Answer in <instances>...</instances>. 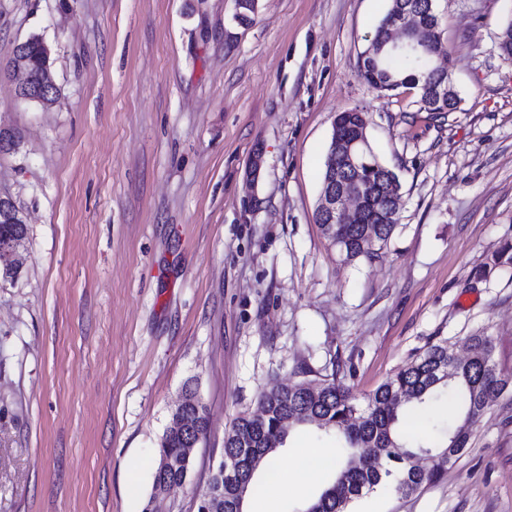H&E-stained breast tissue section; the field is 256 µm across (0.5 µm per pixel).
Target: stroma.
<instances>
[{
  "instance_id": "obj_1",
  "label": "stroma",
  "mask_w": 512,
  "mask_h": 512,
  "mask_svg": "<svg viewBox=\"0 0 512 512\" xmlns=\"http://www.w3.org/2000/svg\"><path fill=\"white\" fill-rule=\"evenodd\" d=\"M389 0H0V62L51 48L58 99L0 74V194L28 236L0 278V512H143L186 391L209 431L159 512H197L224 436L276 383L338 376L358 400L428 343L480 331L512 376V0H434L451 112L380 93L359 57ZM363 110L399 222L346 264L315 221L337 113ZM291 433L276 452L299 470ZM349 512H512V387L440 478Z\"/></svg>"
}]
</instances>
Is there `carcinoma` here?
<instances>
[{"mask_svg":"<svg viewBox=\"0 0 512 512\" xmlns=\"http://www.w3.org/2000/svg\"><path fill=\"white\" fill-rule=\"evenodd\" d=\"M433 2L390 0L386 14L375 29L374 38H379L388 23L405 13H432ZM27 57L32 71L38 74L44 70L46 58L40 43L34 42L28 47ZM359 74L380 92L407 86L420 90L426 84L448 82V75L428 53H389L381 57L373 68L359 69ZM363 161L368 164L367 171L377 188L380 206H396L387 188L397 175L379 161L369 145L363 148ZM367 229L374 232V242L372 247L362 252L359 239ZM394 229L393 224L369 227L341 225L336 228V252L346 262L358 258L370 260L388 243ZM26 237V225L0 223V240H13L20 245ZM459 342L471 349L468 361L458 360L456 344L446 339L430 343L422 353L381 383L363 405L335 374L322 380V396L316 403L298 392H262L258 404L267 408L270 415L258 423L250 413L241 414L231 427L234 439L224 440L226 449L239 447V441L243 440L252 450V457L244 469L246 473L252 472L246 483L248 491L256 488L259 473L266 470L270 458L284 445L289 434L301 428L336 434V471L333 483L325 489L333 495L325 499L319 495L309 501L311 505L323 502L322 512H347L355 500L390 486L407 496L439 477L443 472L441 468L426 476L409 471L406 468L408 455L418 454L422 449L438 454L452 443L467 448L472 426L482 417L479 404L489 409L503 395L499 386L502 373L492 358L491 337L474 333L460 338ZM393 388H405L414 394L408 405L417 413L448 396V403L455 407V416L441 430L443 439L436 441L429 436H411L403 431L401 415L404 407L391 409L386 406V399ZM382 441L387 443V447L380 449L386 459L384 469L380 470L370 462L360 469L349 467L353 456L369 457L372 446ZM181 448V438L166 431L160 440L158 455L177 453Z\"/></svg>","mask_w":512,"mask_h":512,"instance_id":"obj_1","label":"carcinoma"}]
</instances>
